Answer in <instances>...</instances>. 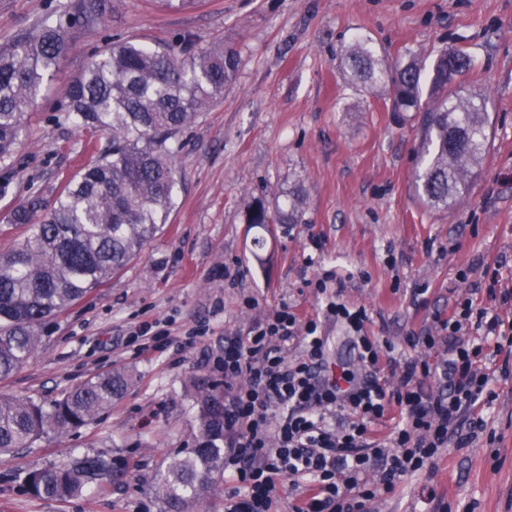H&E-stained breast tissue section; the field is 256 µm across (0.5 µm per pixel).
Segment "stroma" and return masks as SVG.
<instances>
[{"label":"stroma","mask_w":512,"mask_h":512,"mask_svg":"<svg viewBox=\"0 0 512 512\" xmlns=\"http://www.w3.org/2000/svg\"><path fill=\"white\" fill-rule=\"evenodd\" d=\"M63 0H0V43L58 9ZM105 28L75 32L49 96L29 118L12 162L0 163V253L23 231L6 216L29 194L52 204L56 190L91 155L93 133L56 110L68 81L113 38L152 44L182 37L194 47L234 46L233 80L183 134L181 182L161 232L105 285L38 328L30 361L0 379V394L44 403L91 376L131 375L126 393L90 425L44 438L0 461V512H161L156 475L195 438L190 375L207 372L229 335L289 305L321 317L330 360L348 356L347 332L325 320V301L305 283L336 269L343 297L365 306L369 335L394 343L424 333L458 298L483 305L484 265L506 257L500 284L512 289V0H196L169 11L157 0H108ZM365 42L381 61L416 58L423 80L438 50L473 57L469 89L487 103L492 126L468 194L442 212L415 193L417 121L392 111L384 86L355 83L345 51ZM303 200L299 224L262 229L247 215L256 200ZM253 307H246V298ZM154 333L140 352L137 332ZM485 430L447 448L383 496L377 512H512V378L498 380ZM112 457L113 482L89 495L32 496L23 478L84 454Z\"/></svg>","instance_id":"obj_1"}]
</instances>
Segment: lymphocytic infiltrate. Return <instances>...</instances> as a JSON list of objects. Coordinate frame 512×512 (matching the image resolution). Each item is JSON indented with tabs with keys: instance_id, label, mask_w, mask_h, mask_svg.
Masks as SVG:
<instances>
[{
	"instance_id": "obj_1",
	"label": "lymphocytic infiltrate",
	"mask_w": 512,
	"mask_h": 512,
	"mask_svg": "<svg viewBox=\"0 0 512 512\" xmlns=\"http://www.w3.org/2000/svg\"><path fill=\"white\" fill-rule=\"evenodd\" d=\"M501 267L497 261L483 270L490 306L457 303L438 319L439 336H405L415 354L401 361L390 342L366 334L365 307L329 293L342 276L323 271L311 286L324 297L326 313L352 333L368 372L361 381L328 374L319 321L286 306L246 335L225 337L224 512H271L285 493L297 498L293 512H373L379 497L428 468L449 443L468 447L485 427L480 409L497 398L482 366L484 340L512 346V324L500 314L512 306V290L499 285ZM299 332L304 354L287 360L283 344ZM440 344L447 357L432 364L419 356V348ZM394 413L397 426L377 440L375 425Z\"/></svg>"
}]
</instances>
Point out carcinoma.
Listing matches in <instances>:
<instances>
[{
  "label": "carcinoma",
  "instance_id": "cac0c4a2",
  "mask_svg": "<svg viewBox=\"0 0 512 512\" xmlns=\"http://www.w3.org/2000/svg\"><path fill=\"white\" fill-rule=\"evenodd\" d=\"M106 19L107 0H68L0 44V162L14 157L27 114L61 71L73 29L103 26ZM344 62L365 85L390 81L392 111L418 113V195L431 209H448L472 180L486 147L484 98L457 93L456 73L470 70L471 56L459 48L438 53L426 102L415 59L387 65L359 41ZM239 65L238 51L222 43L195 49L184 37L153 46L127 39L107 45L69 82L56 111L103 134L105 142L93 145L92 161L58 189L51 208L33 195L7 217L6 223L23 226V238L0 254V378L30 359L45 318L102 286L166 224L179 184L181 137ZM302 218L297 195L287 211L256 202L247 221L265 228ZM128 385L126 373L109 371L48 405L0 396V459L90 424ZM191 386L194 446L154 481L163 512H188L224 469V380L194 378ZM113 472L112 459L86 454L32 470L24 484L34 496L68 500L83 496L96 480L112 481Z\"/></svg>",
  "mask_w": 512,
  "mask_h": 512
}]
</instances>
